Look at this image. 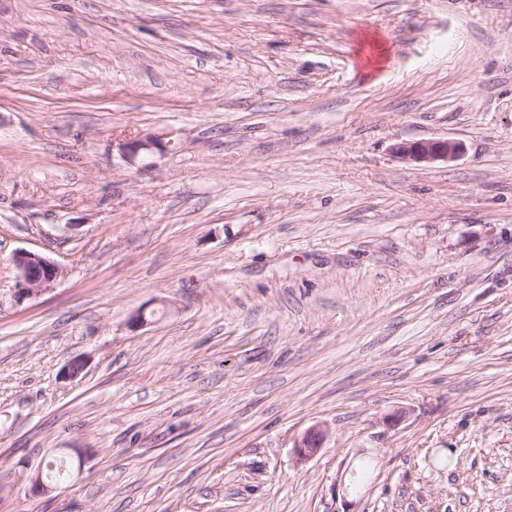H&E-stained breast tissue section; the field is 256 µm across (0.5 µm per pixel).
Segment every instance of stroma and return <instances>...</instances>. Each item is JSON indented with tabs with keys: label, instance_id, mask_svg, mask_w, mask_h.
Wrapping results in <instances>:
<instances>
[{
	"label": "stroma",
	"instance_id": "obj_1",
	"mask_svg": "<svg viewBox=\"0 0 512 512\" xmlns=\"http://www.w3.org/2000/svg\"><path fill=\"white\" fill-rule=\"evenodd\" d=\"M0 512H512V0H0ZM166 133H148L129 138L121 145L123 154L129 159H136L142 153L164 152L169 141ZM401 159L414 163H432L453 159L462 151V145L453 140H418L401 142L394 146ZM12 263L16 272L12 301L17 306L51 291L63 274L52 260L29 250L16 251ZM325 435V430L320 426L308 430L294 447L298 458L305 460L317 453L323 445Z\"/></svg>",
	"mask_w": 512,
	"mask_h": 512
}]
</instances>
